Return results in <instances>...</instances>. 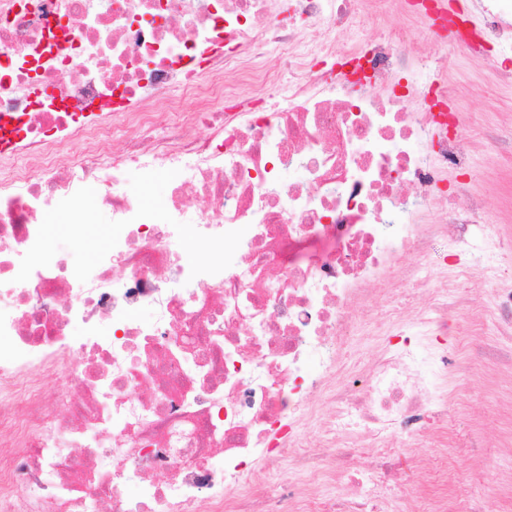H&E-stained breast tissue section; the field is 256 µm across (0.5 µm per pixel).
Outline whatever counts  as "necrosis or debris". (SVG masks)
<instances>
[{
  "label": "necrosis or debris",
  "mask_w": 512,
  "mask_h": 512,
  "mask_svg": "<svg viewBox=\"0 0 512 512\" xmlns=\"http://www.w3.org/2000/svg\"><path fill=\"white\" fill-rule=\"evenodd\" d=\"M356 2L0 0V512H389L368 483L407 478L428 506L404 512H482L412 444L446 438L456 362L436 338L476 266L453 265L414 318L375 301L426 284L416 260L437 239L462 250L484 195L445 175L512 146V126L462 138L447 56L386 17L421 18L506 80L512 0L465 16ZM156 176L159 209L129 188ZM90 194L112 239L72 270L42 218L80 222ZM482 316L512 372V282ZM379 331L359 375L344 356ZM314 395L334 406L315 448Z\"/></svg>",
  "instance_id": "1"
}]
</instances>
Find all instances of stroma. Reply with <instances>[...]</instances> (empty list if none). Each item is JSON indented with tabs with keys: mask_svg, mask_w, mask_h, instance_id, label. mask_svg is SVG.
Returning <instances> with one entry per match:
<instances>
[{
	"mask_svg": "<svg viewBox=\"0 0 512 512\" xmlns=\"http://www.w3.org/2000/svg\"><path fill=\"white\" fill-rule=\"evenodd\" d=\"M450 74L462 86L479 79L485 91L480 98L464 92L453 100L452 106L460 116V134L467 137L475 130L512 122V93L500 90L491 66L473 61L451 67ZM467 173L472 184L485 194L482 221L491 230L486 234L474 232L468 249L458 253L457 260L477 264L492 236L497 240L499 268L512 270V160L480 147L473 152ZM84 208L83 222L75 231L65 215L55 214L44 220L49 243L73 270L91 265L112 236L110 218L95 197H87ZM496 336L497 329L490 321L474 324L465 318L459 328L439 336V344L457 352L462 364L461 370L442 378L441 388L451 396L450 411L457 430L472 434L494 451L475 487L485 512H512V496L504 492L500 482L502 475L512 472V377L501 375L495 362L480 352L481 346L493 342Z\"/></svg>",
	"mask_w": 512,
	"mask_h": 512,
	"instance_id": "35a3bbf8",
	"label": "stroma"
}]
</instances>
